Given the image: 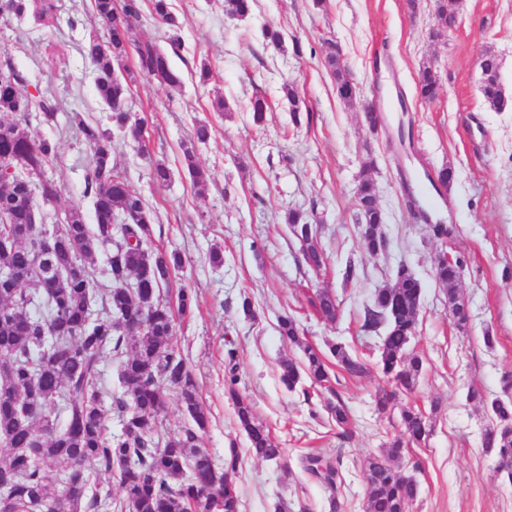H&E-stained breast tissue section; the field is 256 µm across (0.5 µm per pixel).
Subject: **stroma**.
I'll return each instance as SVG.
<instances>
[{"label":"stroma","mask_w":512,"mask_h":512,"mask_svg":"<svg viewBox=\"0 0 512 512\" xmlns=\"http://www.w3.org/2000/svg\"><path fill=\"white\" fill-rule=\"evenodd\" d=\"M183 41L173 47L165 25L143 10L132 43L156 45L181 72V92H171L140 75L128 59V107L144 124L142 140L115 135L112 161L124 170L132 190L155 211L147 247L178 251L184 267L170 289L191 291V313L177 318L176 341L192 370L208 411L200 440L216 464L237 453L241 512H363L368 486L363 463L381 451L400 421V409L429 410L433 432L420 446L405 449L403 472L416 480L410 512H512V483L496 471L497 457L483 445L490 413L466 398L477 387L490 398L504 394L512 375V105L490 109L480 93L477 57L492 50L500 59V82L512 98V0H459L457 23L434 38V0H255L250 15L228 17L224 0H171ZM60 20L48 28L30 17L0 16V52L26 77L25 90L60 104L55 124L39 121L29 136L50 138L59 157L46 170L64 193L50 208L61 224L73 203L84 200L91 154L79 121L111 127V112L97 96L94 67L82 53L89 34L100 33L92 0H58ZM278 30L282 47L268 44L263 28ZM342 50L359 85L356 100L336 94L326 61L328 43ZM433 63L442 89L433 102L417 99L422 63ZM208 65L215 78L199 85L196 73ZM296 88L309 115L294 120L283 92ZM270 104L263 123H254L249 102ZM224 97L231 109L216 111ZM376 104L383 124L365 125L362 106ZM211 128L196 147L207 174L194 187L183 166L181 144L197 124ZM410 131L399 141L398 128ZM372 162L378 202L385 215L386 253L367 255L355 223L356 190L365 162ZM171 171L156 183L153 169ZM455 178L442 207L429 220L415 219L406 186L443 167ZM312 213L317 239L327 255L320 271L304 262L301 245L285 221L288 210ZM450 226L448 239L433 237L436 223ZM220 250L223 260L212 263ZM463 255L461 296L469 309L457 327L434 277L440 252ZM412 269L423 285L417 328L409 352L423 368L414 392L395 390L380 373L381 335L362 328L364 308L376 288L392 282L399 266ZM323 292L339 305L329 322L311 302ZM252 314H244L243 299ZM293 316L306 342L319 349L340 342L366 365L352 377L337 372L332 390L310 395L288 390L280 362L302 359L281 336L278 319ZM495 338L493 347L484 335ZM235 361L240 390L258 420L281 443L280 462L256 458L224 395L227 361ZM395 391V407H375L381 391ZM339 394L348 407V437H341L325 405ZM320 451L339 459L343 483L330 491L301 466Z\"/></svg>","instance_id":"1"}]
</instances>
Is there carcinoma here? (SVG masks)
Instances as JSON below:
<instances>
[{
    "mask_svg": "<svg viewBox=\"0 0 512 512\" xmlns=\"http://www.w3.org/2000/svg\"><path fill=\"white\" fill-rule=\"evenodd\" d=\"M252 0H224L230 17L244 18ZM458 0H435V37L443 36L455 21ZM93 13L106 35L89 37L84 55L97 71L95 88L99 99L112 111V127L79 122L92 162L85 179L83 196L91 199L94 223L85 222L82 206L75 203L66 223L49 229L30 223L34 198L54 204L63 188L43 176L58 158L55 141L34 140L25 131L30 116L38 114L49 124L59 107L47 96L22 92L26 78L10 59L0 60V163L16 172L0 181V218L17 226L22 236L0 247V267L12 270L19 284L0 288V512H240L235 452L217 468L198 445L208 426L207 413L199 399L197 382L181 352L176 348L174 315L162 297L174 273L182 267L176 251H151L143 244L150 236L154 212L131 190L126 174L112 162L114 132L142 137L141 120L123 108L130 92L128 82L116 70L125 67L131 32L140 19L139 0H93ZM151 13L167 25L168 40L181 43V29L169 0H151ZM32 15L40 24L51 26L57 18L55 0H0V15ZM141 74L178 91L181 74L168 57L151 44L135 49ZM328 67L338 97L352 102L357 84L347 70L335 45L327 51ZM480 91L494 110L507 106L497 71V56L484 53ZM417 95L435 100L440 92L435 67L424 64L418 72ZM193 182L204 181V171L195 161L194 146L183 151ZM356 224L364 250L371 256L389 248L382 229L383 215L377 208L372 179L358 186ZM288 224L301 243L304 259L314 270L324 265L312 224L304 212L288 211ZM58 234V249L51 262L36 270L35 250L46 233ZM100 248L109 249L107 258L110 287L97 294L92 286L89 260ZM466 260L436 261L435 279L448 297V311L460 309L459 284ZM423 285L406 266L398 267L394 282L375 289L364 310L363 328H384L379 369L401 389H414L422 370V358L407 352L417 325ZM314 306L330 321L336 318V300L320 295ZM145 318L141 329L130 331L123 323ZM282 335L303 346L304 360L280 363V380L293 390L308 377L311 387L333 391L329 361L315 347L303 345L296 320L283 316ZM336 367L350 376L364 372V364L341 343L329 346ZM120 360L119 378L125 391L115 400L121 413V432L108 431L102 406L105 394L103 362L106 356ZM236 367L229 369L225 395L235 409L237 423L245 432L253 454L277 461L285 454L255 417L254 406L237 388ZM179 391L191 424L177 436L162 433L159 416L166 403V389ZM467 399L492 413L493 424L484 433V446L494 451L501 469L512 480V401L486 399L472 388ZM63 406L58 420L48 413L51 401ZM332 420L347 432L349 416L341 397L329 406ZM430 425L424 413L406 407L401 411L400 429L388 437L384 453L368 458L364 477L369 487L365 512H408L417 495V482L405 475L394 461L403 449L424 443ZM305 470L336 488L342 474L336 464L321 455L303 458ZM115 475L123 497L110 503L93 489L99 474ZM68 487L51 493L58 478Z\"/></svg>",
    "mask_w": 512,
    "mask_h": 512,
    "instance_id": "obj_1",
    "label": "carcinoma"
}]
</instances>
